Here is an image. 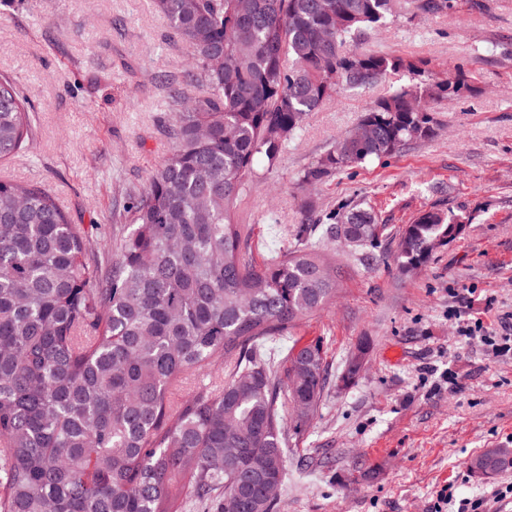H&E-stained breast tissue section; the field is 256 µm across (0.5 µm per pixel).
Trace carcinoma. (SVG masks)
Returning a JSON list of instances; mask_svg holds the SVG:
<instances>
[{"instance_id": "obj_1", "label": "carcinoma", "mask_w": 512, "mask_h": 512, "mask_svg": "<svg viewBox=\"0 0 512 512\" xmlns=\"http://www.w3.org/2000/svg\"><path fill=\"white\" fill-rule=\"evenodd\" d=\"M396 0H155L185 45L201 84L187 97L168 83L170 155L128 206L129 231L112 262L88 255V232L47 190L0 180V512H272L266 484L283 482L282 416L315 417L325 389L319 343L288 354L284 387L266 341L321 309L336 269L303 244L262 264L243 247L237 202L276 166L310 113L347 88L427 62L358 48ZM461 74L400 86L369 103L361 141L350 131L301 181L397 153L435 134L419 101L460 95ZM31 108L0 76V160L32 140ZM361 244L379 234L359 206L332 214ZM463 231L422 212L395 261L424 265ZM210 383L182 394L192 373ZM469 469L512 468V448H487Z\"/></svg>"}]
</instances>
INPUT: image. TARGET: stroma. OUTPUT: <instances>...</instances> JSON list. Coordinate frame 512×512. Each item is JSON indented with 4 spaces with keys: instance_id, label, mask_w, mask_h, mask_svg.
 Returning <instances> with one entry per match:
<instances>
[{
    "instance_id": "stroma-1",
    "label": "stroma",
    "mask_w": 512,
    "mask_h": 512,
    "mask_svg": "<svg viewBox=\"0 0 512 512\" xmlns=\"http://www.w3.org/2000/svg\"><path fill=\"white\" fill-rule=\"evenodd\" d=\"M364 46L428 63L427 82L462 71L472 90L432 102L434 136L304 188L305 168L354 128L370 101L412 83L401 71L345 91L307 118L274 168L258 160V188L239 203L256 261L293 247L295 230L330 256L336 296L272 337L320 342L328 384L316 417H286V475L276 512H512V470L484 478L467 460L512 447V352L493 354L456 330L481 321L512 337V0H450L428 14L399 0ZM187 51L154 0H0V74L33 109V141L0 162V177L51 192L89 231L92 255L109 257L126 234L124 211L172 148L176 110L161 80L182 78ZM370 210L384 232L371 244L323 238L317 222L345 204ZM459 220V238L410 273L394 263L400 234L426 210ZM368 342L343 384L345 362Z\"/></svg>"
}]
</instances>
